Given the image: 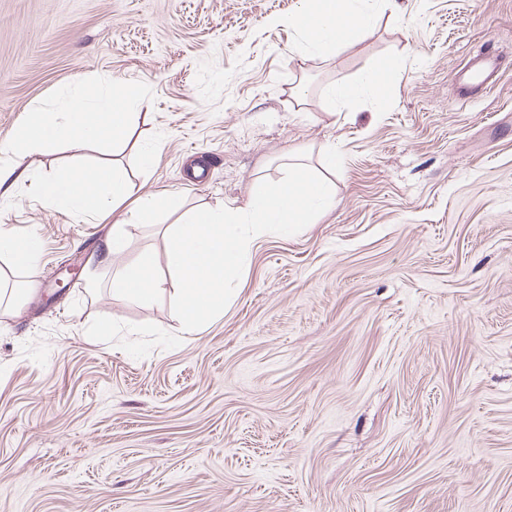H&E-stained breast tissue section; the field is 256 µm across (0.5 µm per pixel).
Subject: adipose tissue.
Returning a JSON list of instances; mask_svg holds the SVG:
<instances>
[{
    "instance_id": "ef3b65f1",
    "label": "adipose tissue",
    "mask_w": 512,
    "mask_h": 512,
    "mask_svg": "<svg viewBox=\"0 0 512 512\" xmlns=\"http://www.w3.org/2000/svg\"><path fill=\"white\" fill-rule=\"evenodd\" d=\"M395 0H372L360 8L356 0H301L288 25L301 37L300 53L327 52L351 38H363L382 12L394 9ZM400 68L395 58L377 62L362 86L328 87L329 97L348 99L368 91L383 98ZM122 99L115 109L114 99ZM143 101L140 91L122 82L111 87L80 84L61 101V116L31 110L21 124L16 146L29 153L59 145L124 142L133 121L132 106ZM284 175L275 182L258 184L246 211L199 207L187 211L181 222L165 230L167 276H160L152 253L126 260L124 227L144 224L166 207L165 194L137 193L120 168H71L49 175L37 174L34 166L0 167V198L10 197L16 183L31 180L39 195L55 208L78 216L112 214V230L90 262L108 273L113 296L129 302L148 301L166 279L178 285L174 313L181 328L192 331L223 311L231 298L224 282L246 268L252 241L263 234H288L316 222L333 205L332 184L317 177L307 166L285 161ZM38 237L0 228V255L21 269L37 260Z\"/></svg>"
}]
</instances>
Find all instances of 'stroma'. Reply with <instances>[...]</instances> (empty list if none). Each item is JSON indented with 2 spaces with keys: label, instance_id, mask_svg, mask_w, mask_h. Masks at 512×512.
Wrapping results in <instances>:
<instances>
[{
  "label": "stroma",
  "instance_id": "obj_1",
  "mask_svg": "<svg viewBox=\"0 0 512 512\" xmlns=\"http://www.w3.org/2000/svg\"><path fill=\"white\" fill-rule=\"evenodd\" d=\"M396 5L302 56L299 0H0V166L74 82L142 90L124 148L39 157L170 195L127 225V259L165 268L179 212L246 207L280 156L336 152L335 205L258 239L232 303L189 333L171 290L103 287L87 258L109 224L22 184L0 200L1 227L41 240L14 279L42 281L0 311V512H512V0ZM491 41L504 74L459 98ZM387 57L386 105L324 95Z\"/></svg>",
  "mask_w": 512,
  "mask_h": 512
}]
</instances>
